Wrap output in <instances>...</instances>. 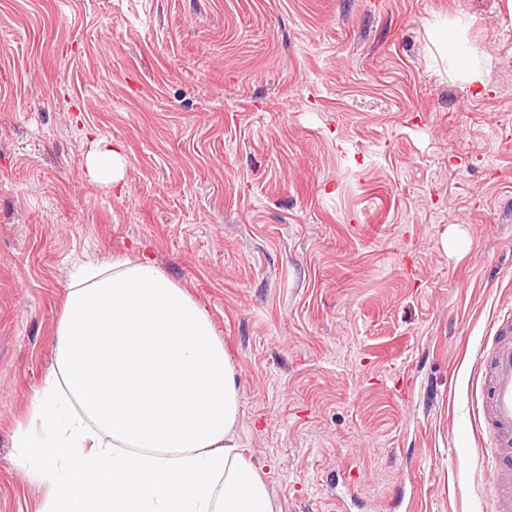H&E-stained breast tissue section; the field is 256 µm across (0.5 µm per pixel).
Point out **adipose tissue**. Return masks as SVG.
Masks as SVG:
<instances>
[{
	"label": "adipose tissue",
	"mask_w": 512,
	"mask_h": 512,
	"mask_svg": "<svg viewBox=\"0 0 512 512\" xmlns=\"http://www.w3.org/2000/svg\"><path fill=\"white\" fill-rule=\"evenodd\" d=\"M468 27L459 17L431 37L449 71L481 85L494 62ZM237 419L223 342L144 244L71 274L57 370L15 446L20 467L50 489L39 512H275L239 449Z\"/></svg>",
	"instance_id": "adipose-tissue-1"
}]
</instances>
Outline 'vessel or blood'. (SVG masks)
<instances>
[{"mask_svg": "<svg viewBox=\"0 0 512 512\" xmlns=\"http://www.w3.org/2000/svg\"><path fill=\"white\" fill-rule=\"evenodd\" d=\"M491 330V343L480 349L473 369L472 430L488 437L490 512H512V311L500 313Z\"/></svg>", "mask_w": 512, "mask_h": 512, "instance_id": "b4317fda", "label": "vessel or blood"}]
</instances>
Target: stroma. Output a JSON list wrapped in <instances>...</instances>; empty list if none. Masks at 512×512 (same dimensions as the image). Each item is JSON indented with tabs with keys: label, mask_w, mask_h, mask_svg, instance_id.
Listing matches in <instances>:
<instances>
[{
	"label": "stroma",
	"mask_w": 512,
	"mask_h": 512,
	"mask_svg": "<svg viewBox=\"0 0 512 512\" xmlns=\"http://www.w3.org/2000/svg\"><path fill=\"white\" fill-rule=\"evenodd\" d=\"M467 17L494 65L428 37ZM122 178L94 180L96 145ZM152 247L236 373L277 512H489L467 426L512 303L505 0H0V512L47 488L14 446L72 271ZM469 27L465 17H458L443 26L434 28L432 39L445 51L448 70L469 84H484L494 61L473 48L466 37Z\"/></svg>",
	"instance_id": "stroma-1"
}]
</instances>
